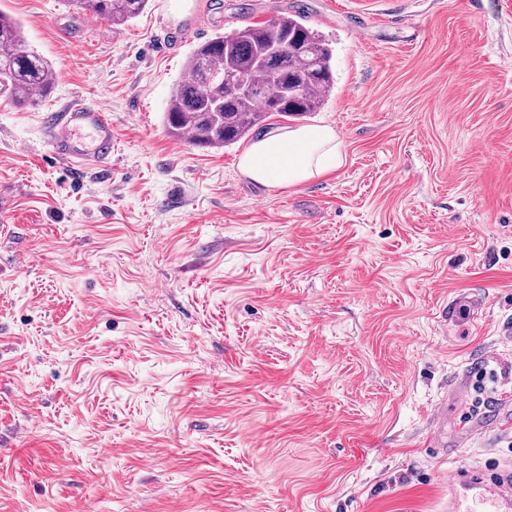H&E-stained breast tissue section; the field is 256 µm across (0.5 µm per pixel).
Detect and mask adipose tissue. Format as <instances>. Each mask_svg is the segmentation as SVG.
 I'll list each match as a JSON object with an SVG mask.
<instances>
[{
  "label": "adipose tissue",
  "mask_w": 512,
  "mask_h": 512,
  "mask_svg": "<svg viewBox=\"0 0 512 512\" xmlns=\"http://www.w3.org/2000/svg\"><path fill=\"white\" fill-rule=\"evenodd\" d=\"M344 161L335 129L321 124L263 134L241 156L239 169L264 186L293 188L338 170Z\"/></svg>",
  "instance_id": "ef3b65f1"
}]
</instances>
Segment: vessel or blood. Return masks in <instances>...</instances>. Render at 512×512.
Instances as JSON below:
<instances>
[{
	"label": "vessel or blood",
	"mask_w": 512,
	"mask_h": 512,
	"mask_svg": "<svg viewBox=\"0 0 512 512\" xmlns=\"http://www.w3.org/2000/svg\"><path fill=\"white\" fill-rule=\"evenodd\" d=\"M53 153L73 170L105 168L112 164V121L100 105L79 99L55 113L48 125ZM482 303L474 297L453 300L441 311L442 321L457 314H475ZM512 512V479L495 471L474 474L456 471L448 479V512Z\"/></svg>",
	"instance_id": "obj_1"
}]
</instances>
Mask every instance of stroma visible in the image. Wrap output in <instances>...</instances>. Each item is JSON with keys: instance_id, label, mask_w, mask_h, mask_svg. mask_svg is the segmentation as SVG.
I'll return each mask as SVG.
<instances>
[{"instance_id": "stroma-1", "label": "stroma", "mask_w": 512, "mask_h": 512, "mask_svg": "<svg viewBox=\"0 0 512 512\" xmlns=\"http://www.w3.org/2000/svg\"><path fill=\"white\" fill-rule=\"evenodd\" d=\"M0 10L57 74L0 97V512H446L449 473L512 464V0ZM297 13L346 162L271 189L164 108L198 44ZM81 97L117 149L79 175L45 123ZM68 2L76 10L88 11L96 16L102 14L115 25H125L145 11L149 0H68ZM100 2L102 3L98 5ZM482 303L479 298L474 297H464V298H456L452 302L445 305L441 311V322L444 324L448 321L454 319L457 314L462 312H468L472 316H475V312L481 308Z\"/></svg>"}]
</instances>
